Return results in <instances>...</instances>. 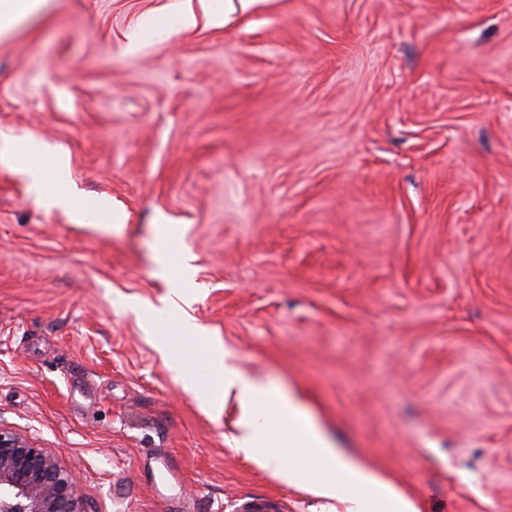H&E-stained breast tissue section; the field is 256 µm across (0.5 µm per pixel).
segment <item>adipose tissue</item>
<instances>
[{
	"instance_id": "obj_1",
	"label": "adipose tissue",
	"mask_w": 512,
	"mask_h": 512,
	"mask_svg": "<svg viewBox=\"0 0 512 512\" xmlns=\"http://www.w3.org/2000/svg\"><path fill=\"white\" fill-rule=\"evenodd\" d=\"M220 369L224 395L236 396L240 416L232 438L236 451L269 471L283 484L345 504L346 512H364L379 501L380 512H417L414 504L358 460L333 448L294 397L278 386L245 378L230 364L221 346L205 354ZM281 433L272 436V423Z\"/></svg>"
}]
</instances>
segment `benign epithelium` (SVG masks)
<instances>
[{"label":"benign epithelium","instance_id":"benign-epithelium-1","mask_svg":"<svg viewBox=\"0 0 512 512\" xmlns=\"http://www.w3.org/2000/svg\"><path fill=\"white\" fill-rule=\"evenodd\" d=\"M0 512H84L75 475L39 444L2 426Z\"/></svg>","mask_w":512,"mask_h":512}]
</instances>
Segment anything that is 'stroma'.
I'll use <instances>...</instances> for the list:
<instances>
[{
  "mask_svg": "<svg viewBox=\"0 0 512 512\" xmlns=\"http://www.w3.org/2000/svg\"><path fill=\"white\" fill-rule=\"evenodd\" d=\"M186 5L0 31V425L86 512H345L232 449L158 348L190 321L419 512H512V0Z\"/></svg>",
  "mask_w": 512,
  "mask_h": 512,
  "instance_id": "obj_1",
  "label": "stroma"
}]
</instances>
